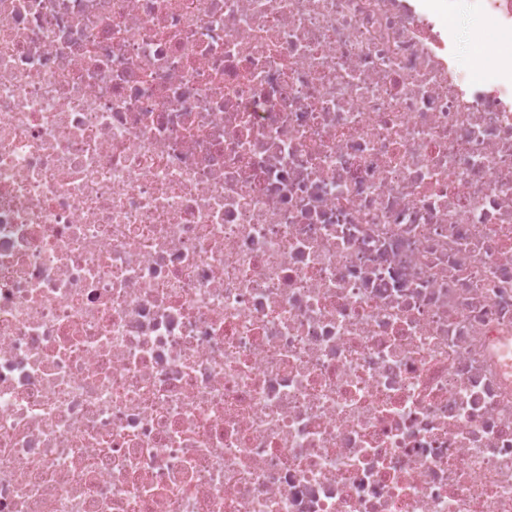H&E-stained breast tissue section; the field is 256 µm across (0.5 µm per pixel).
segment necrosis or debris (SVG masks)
<instances>
[{
    "mask_svg": "<svg viewBox=\"0 0 512 512\" xmlns=\"http://www.w3.org/2000/svg\"><path fill=\"white\" fill-rule=\"evenodd\" d=\"M0 0V512H512V0ZM455 4L456 23L461 32L460 64L463 66L475 51H495L498 39L496 36L488 34L480 41H476L474 34L480 27V21L473 10V2L471 0H459Z\"/></svg>",
    "mask_w": 512,
    "mask_h": 512,
    "instance_id": "obj_1",
    "label": "necrosis or debris"
}]
</instances>
